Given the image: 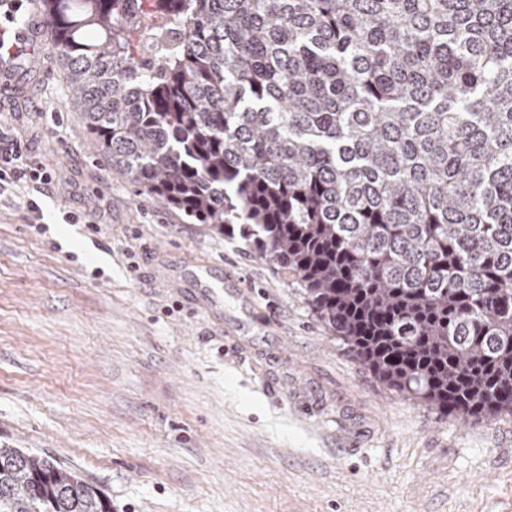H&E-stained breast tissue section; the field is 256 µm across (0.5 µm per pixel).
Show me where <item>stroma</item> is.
I'll list each match as a JSON object with an SVG mask.
<instances>
[{
	"label": "stroma",
	"instance_id": "35a3bbf8",
	"mask_svg": "<svg viewBox=\"0 0 512 512\" xmlns=\"http://www.w3.org/2000/svg\"><path fill=\"white\" fill-rule=\"evenodd\" d=\"M0 130L51 177L0 195V446L111 512H512V416L390 392L243 239L121 175L51 38Z\"/></svg>",
	"mask_w": 512,
	"mask_h": 512
}]
</instances>
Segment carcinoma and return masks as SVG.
I'll list each match as a JSON object with an SVG mask.
<instances>
[{"mask_svg":"<svg viewBox=\"0 0 512 512\" xmlns=\"http://www.w3.org/2000/svg\"><path fill=\"white\" fill-rule=\"evenodd\" d=\"M113 166L239 235L390 390L512 415V0H41ZM175 17L167 54L137 19ZM0 512H110L0 447Z\"/></svg>","mask_w":512,"mask_h":512,"instance_id":"1","label":"carcinoma"}]
</instances>
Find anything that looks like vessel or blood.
<instances>
[{"mask_svg":"<svg viewBox=\"0 0 512 512\" xmlns=\"http://www.w3.org/2000/svg\"><path fill=\"white\" fill-rule=\"evenodd\" d=\"M49 21L45 15L18 16L12 0H0V43L8 45L0 55V78L10 79L19 55L30 52L31 45L47 33Z\"/></svg>","mask_w":512,"mask_h":512,"instance_id":"obj_1","label":"vessel or blood"}]
</instances>
